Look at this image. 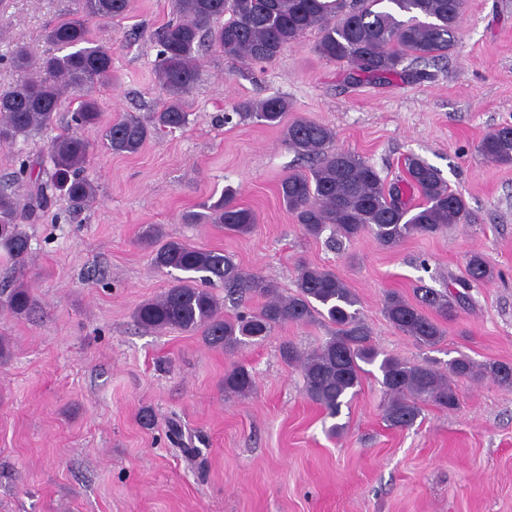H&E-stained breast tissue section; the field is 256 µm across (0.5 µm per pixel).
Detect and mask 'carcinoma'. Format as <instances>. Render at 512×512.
I'll use <instances>...</instances> for the list:
<instances>
[{
    "label": "carcinoma",
    "mask_w": 512,
    "mask_h": 512,
    "mask_svg": "<svg viewBox=\"0 0 512 512\" xmlns=\"http://www.w3.org/2000/svg\"><path fill=\"white\" fill-rule=\"evenodd\" d=\"M176 8L180 19L150 35L158 47L156 72L165 99L149 124L127 115L108 127L105 137L114 153L135 154L153 131L178 129L188 123L185 101L198 80L196 55L206 35L226 57L267 63L297 45L306 32L316 30L319 38L315 51L329 62L346 64L349 82L362 78L384 82L393 75L423 79L427 73L415 66L448 55L460 31L463 0H177ZM130 9L131 0H77L71 16L46 32L58 54L36 61L23 46L12 50V65L34 68L37 77L0 92L1 145L51 125L61 107L63 90L112 78V52L90 37L87 21L112 20ZM223 16L226 20L222 25L212 26ZM289 109L286 98L271 96L240 102L233 112L243 120L279 126ZM100 119L97 101L86 96L74 113L75 123L95 128ZM285 141L297 155L315 160L309 173L290 174L279 188L297 223L312 237L327 228L346 240L370 231L382 247L393 249L410 236H431L468 218L463 196L452 191L440 172L417 156L405 161L409 185L422 197V203L412 209L403 200L402 190L387 188L367 160L336 148L330 127L299 117L286 126ZM89 149L86 139L61 135L50 146L55 168L50 179L34 177L36 164L24 161L14 172L12 183L0 187V252L18 272H23L30 252L29 236L22 225L36 218L48 190L63 191L74 202L94 200L95 186L80 176ZM480 152L490 161L512 163V126L487 134ZM22 183L33 184L34 191L20 194L14 185ZM185 219L219 224L239 234L251 231L256 224L255 214L237 204L236 191L230 188L215 202L202 204V211L186 214ZM140 240L154 248L155 268L186 273L160 297L137 307L134 317L146 329L199 332L209 346L233 352L264 340L284 323L319 316L334 326L333 336L306 354L291 344L282 347L285 362L300 366L308 397L333 416L347 395L357 393L367 373L365 366L375 363L388 395L384 420L392 427L412 426L423 404L457 408L459 397L451 376L489 379L501 388L512 389V364L508 363L477 365L460 356L449 363L445 376L427 364L380 357L360 319L356 295L330 269L300 264L296 293L284 297L274 283L244 273L228 255L163 240L161 229L154 224L142 231ZM466 274L456 280L459 290L452 294L418 288L415 303L394 292L387 294L386 318L417 345H437L445 336L442 322L457 319L458 309L470 300L468 290L494 276L479 253L469 258ZM215 279L235 291L256 293L265 302L257 311L226 317L217 296L206 288ZM36 304L33 287L26 281L0 289V308L15 316L27 315ZM426 307L433 309L436 317L426 314ZM252 387L251 374L243 365L224 375V391L228 393L244 396Z\"/></svg>",
    "instance_id": "1"
}]
</instances>
